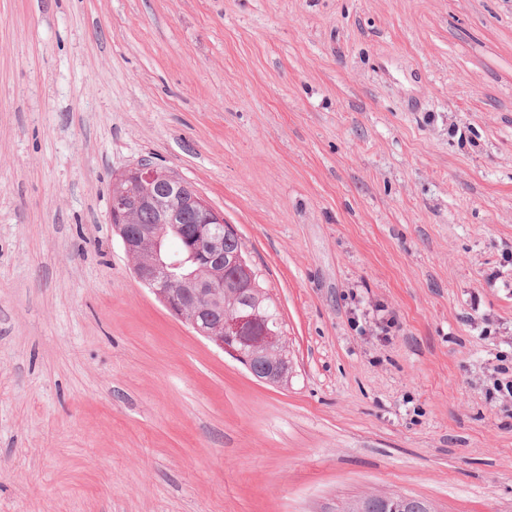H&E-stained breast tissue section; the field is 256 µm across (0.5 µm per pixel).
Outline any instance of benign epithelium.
I'll return each instance as SVG.
<instances>
[{
    "instance_id": "1",
    "label": "benign epithelium",
    "mask_w": 512,
    "mask_h": 512,
    "mask_svg": "<svg viewBox=\"0 0 512 512\" xmlns=\"http://www.w3.org/2000/svg\"><path fill=\"white\" fill-rule=\"evenodd\" d=\"M130 175L163 179L167 190L147 203L170 216L168 224L136 222L137 207L122 194L112 198L111 217L137 280L177 320L218 350L241 363L255 378L279 386L288 378L290 359L284 337L269 329L252 302L256 271L242 253L224 257V215L166 168L137 163ZM185 205L197 210L201 224L192 237L175 217Z\"/></svg>"
}]
</instances>
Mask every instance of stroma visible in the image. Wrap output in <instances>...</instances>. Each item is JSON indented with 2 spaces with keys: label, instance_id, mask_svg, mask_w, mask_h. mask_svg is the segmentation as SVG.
<instances>
[{
  "label": "stroma",
  "instance_id": "35a3bbf8",
  "mask_svg": "<svg viewBox=\"0 0 512 512\" xmlns=\"http://www.w3.org/2000/svg\"><path fill=\"white\" fill-rule=\"evenodd\" d=\"M143 159L262 269L287 386L136 279ZM504 358L512 0H0V512H512ZM509 369L506 367H497L496 373L502 375L501 378H495L492 383V387L487 388L486 394L491 398L498 395L501 398L502 403H509L510 408L512 404V372L510 376H507Z\"/></svg>",
  "mask_w": 512,
  "mask_h": 512
}]
</instances>
